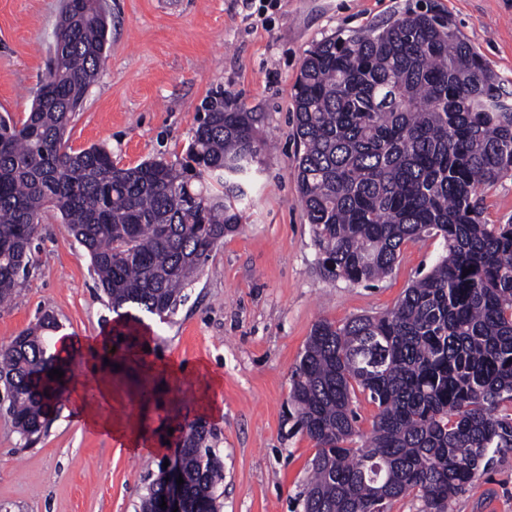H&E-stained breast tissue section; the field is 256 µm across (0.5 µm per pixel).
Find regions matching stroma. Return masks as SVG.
<instances>
[{
  "instance_id": "35a3bbf8",
  "label": "stroma",
  "mask_w": 512,
  "mask_h": 512,
  "mask_svg": "<svg viewBox=\"0 0 512 512\" xmlns=\"http://www.w3.org/2000/svg\"><path fill=\"white\" fill-rule=\"evenodd\" d=\"M426 7L449 15L512 82V0H106L110 49L68 126L70 147H106L123 168L181 161L220 92L259 113L266 146L244 223L174 315L145 313L133 325L102 415L140 431V450L82 426L67 398L30 446L0 412V512H137L192 422L211 429L224 466L219 512H302L317 447L289 392L313 326L392 309L442 244H404L398 268L367 286L320 274L299 203L292 88L316 43ZM59 10L60 0H0V116L19 122L29 112ZM39 235L27 281L0 308V344L53 316L71 342L73 381L95 393L117 315L57 209L44 212ZM450 512H512V451L494 454Z\"/></svg>"
}]
</instances>
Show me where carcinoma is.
<instances>
[{
    "label": "carcinoma",
    "instance_id": "carcinoma-1",
    "mask_svg": "<svg viewBox=\"0 0 512 512\" xmlns=\"http://www.w3.org/2000/svg\"><path fill=\"white\" fill-rule=\"evenodd\" d=\"M109 43L101 0H64L27 117L0 118V305L27 279L50 207L125 316L175 314L242 223L240 177L263 149L255 112L214 99L180 166L120 168L104 147L68 146ZM293 104L300 203L326 279L369 285L393 273L405 243L443 245L392 309L314 325L289 395L318 447L303 512H373L408 491L421 512H448L489 453L512 448V223H486L476 199L512 176V92L451 18L426 10L316 43ZM56 328L48 317L0 345L5 414L27 441L66 392L70 357L45 335ZM55 368L65 376L50 378ZM360 393L378 408L366 438ZM212 438L202 423L183 430L192 500L222 477Z\"/></svg>",
    "mask_w": 512,
    "mask_h": 512
}]
</instances>
